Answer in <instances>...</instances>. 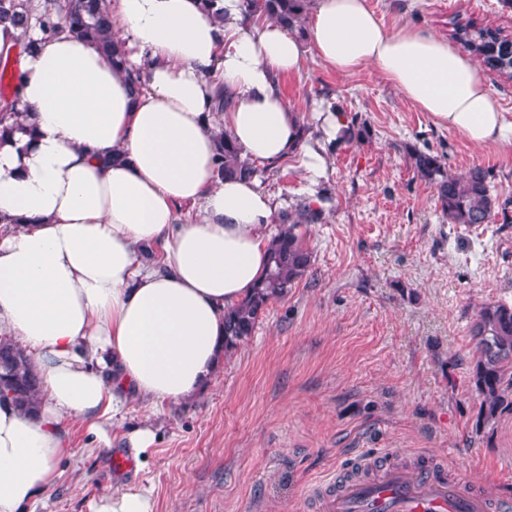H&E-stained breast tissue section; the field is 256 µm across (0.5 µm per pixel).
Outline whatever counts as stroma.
Returning <instances> with one entry per match:
<instances>
[{
    "mask_svg": "<svg viewBox=\"0 0 512 512\" xmlns=\"http://www.w3.org/2000/svg\"><path fill=\"white\" fill-rule=\"evenodd\" d=\"M369 4L390 29L408 22L446 40L458 16L512 34L506 0ZM279 86L297 111L323 101L355 130L317 183L294 157L257 175L277 212L306 200L323 210L322 223L299 227L310 272L268 304L193 401L131 402L107 448L65 425L72 455L33 512H92L103 494L140 485L153 487L156 512H315L311 493L329 480L424 459L468 488L512 495V413L476 432L470 382L479 305L512 304V146H477L436 124L371 67L344 76L310 56ZM416 150L448 174L489 169L506 217L449 223L412 166ZM143 425L153 444L116 475L114 451L129 452Z\"/></svg>",
    "mask_w": 512,
    "mask_h": 512,
    "instance_id": "35a3bbf8",
    "label": "stroma"
}]
</instances>
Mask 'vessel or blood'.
I'll list each match as a JSON object with an SVG mask.
<instances>
[{
  "mask_svg": "<svg viewBox=\"0 0 512 512\" xmlns=\"http://www.w3.org/2000/svg\"><path fill=\"white\" fill-rule=\"evenodd\" d=\"M319 512H512V498L492 499L440 471L388 465L345 480L324 495Z\"/></svg>",
  "mask_w": 512,
  "mask_h": 512,
  "instance_id": "b4317fda",
  "label": "vessel or blood"
}]
</instances>
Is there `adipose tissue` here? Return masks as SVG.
<instances>
[{
	"instance_id": "ef3b65f1",
	"label": "adipose tissue",
	"mask_w": 512,
	"mask_h": 512,
	"mask_svg": "<svg viewBox=\"0 0 512 512\" xmlns=\"http://www.w3.org/2000/svg\"><path fill=\"white\" fill-rule=\"evenodd\" d=\"M133 88L94 42L40 38L22 55L20 109L34 135L0 143V335L31 355L37 415L0 404V512H26L68 455L64 422L103 447L130 400L192 401L214 375L224 310L264 273L276 207L254 179L214 177V127L243 157H296L307 180L348 121L320 111L318 139L280 76L314 55L343 75L375 66L400 96L471 143L502 142L512 118L471 60L414 26L386 29L368 0H314L309 41L269 19L243 22L240 0L208 19L201 0H106ZM233 97L217 112V86ZM197 205L194 220L178 218ZM94 512H155L153 489H116Z\"/></svg>"
}]
</instances>
